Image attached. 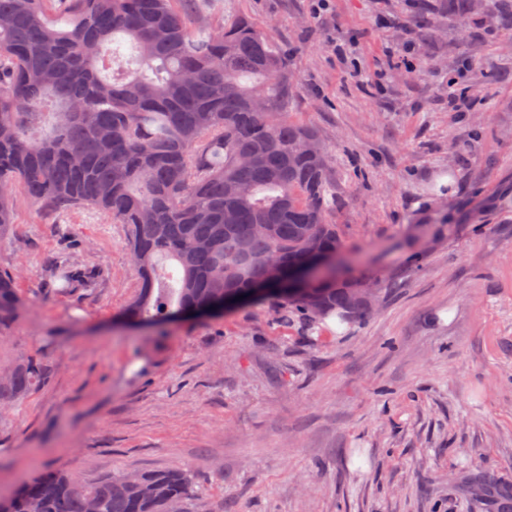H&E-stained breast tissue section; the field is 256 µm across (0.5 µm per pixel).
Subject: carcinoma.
<instances>
[{"label":"carcinoma","mask_w":512,"mask_h":512,"mask_svg":"<svg viewBox=\"0 0 512 512\" xmlns=\"http://www.w3.org/2000/svg\"><path fill=\"white\" fill-rule=\"evenodd\" d=\"M184 2L0 0V227L19 193L44 213L91 208L127 225L140 289L126 314L139 322L220 307L255 280L283 323L334 312L366 321L360 282L323 273L283 287L342 247L329 217L332 154L315 128L288 119L287 61L249 18L198 24ZM473 10L474 0H448L463 24ZM161 259L177 277L157 273ZM22 305L0 271V326ZM46 375L37 355L16 364L0 403ZM464 486L480 490L483 512H512L496 508L512 501L511 482L476 469ZM196 494L183 469L88 484L50 470L0 496V512H170Z\"/></svg>","instance_id":"1"}]
</instances>
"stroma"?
Listing matches in <instances>:
<instances>
[{
    "label": "stroma",
    "instance_id": "obj_1",
    "mask_svg": "<svg viewBox=\"0 0 512 512\" xmlns=\"http://www.w3.org/2000/svg\"><path fill=\"white\" fill-rule=\"evenodd\" d=\"M197 14L248 16L287 58L288 115L332 152L342 262L374 313L306 336L258 300L134 323L126 225L17 201L0 270L27 306L0 366L42 355L49 375L0 409V494L57 468H181L184 512H474L467 469L512 482V23L497 0L467 26L439 0ZM456 86L473 110L449 111Z\"/></svg>",
    "mask_w": 512,
    "mask_h": 512
}]
</instances>
